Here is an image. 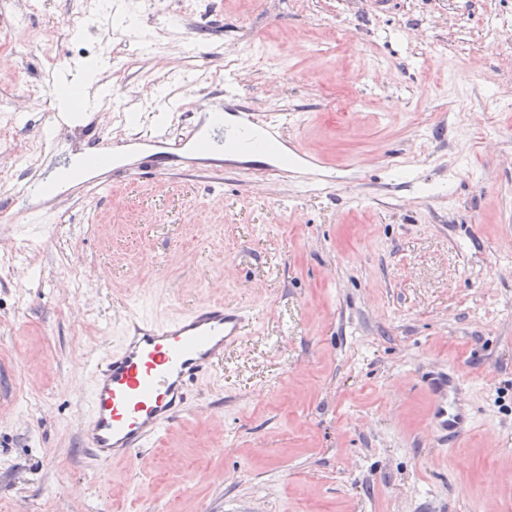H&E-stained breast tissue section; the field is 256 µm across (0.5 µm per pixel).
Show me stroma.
Returning a JSON list of instances; mask_svg holds the SVG:
<instances>
[{"mask_svg": "<svg viewBox=\"0 0 512 512\" xmlns=\"http://www.w3.org/2000/svg\"><path fill=\"white\" fill-rule=\"evenodd\" d=\"M192 2L109 37L60 28L80 0H0V512H512V0ZM49 53L82 111L31 106ZM231 87L297 114L320 183L180 145ZM128 105L167 125L165 174H128ZM99 143L125 169L105 195ZM36 179L47 196L13 193ZM213 302L244 336L139 484L99 477L91 360L129 316ZM450 375L475 419L451 444L428 386Z\"/></svg>", "mask_w": 512, "mask_h": 512, "instance_id": "stroma-1", "label": "stroma"}]
</instances>
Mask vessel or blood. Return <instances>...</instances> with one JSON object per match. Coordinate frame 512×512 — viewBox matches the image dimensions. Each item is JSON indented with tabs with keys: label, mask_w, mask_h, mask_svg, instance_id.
Here are the masks:
<instances>
[{
	"label": "vessel or blood",
	"mask_w": 512,
	"mask_h": 512,
	"mask_svg": "<svg viewBox=\"0 0 512 512\" xmlns=\"http://www.w3.org/2000/svg\"><path fill=\"white\" fill-rule=\"evenodd\" d=\"M225 98L234 102L235 111L212 122L225 140L249 153H266L271 141L282 139L287 116L260 119L232 88ZM249 320L242 309L221 303L166 320L129 318L91 370L79 434L92 460L134 464L185 412L191 388L211 377L225 347L243 335ZM432 390L446 398L433 416L439 433L460 440L469 433L472 417L456 403L455 383L436 384Z\"/></svg>",
	"instance_id": "b4317fda"
}]
</instances>
